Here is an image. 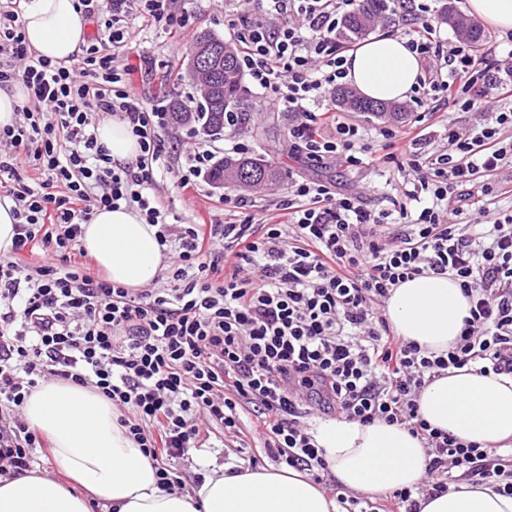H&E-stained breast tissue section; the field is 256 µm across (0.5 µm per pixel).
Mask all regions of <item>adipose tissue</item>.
I'll return each mask as SVG.
<instances>
[{
  "instance_id": "ef3b65f1",
  "label": "adipose tissue",
  "mask_w": 512,
  "mask_h": 512,
  "mask_svg": "<svg viewBox=\"0 0 512 512\" xmlns=\"http://www.w3.org/2000/svg\"><path fill=\"white\" fill-rule=\"evenodd\" d=\"M21 26L34 50L53 60L76 54L85 42L77 0H29ZM347 67L348 84L379 101L405 99L420 75L417 56L398 37L365 41L348 55ZM98 140L117 162L139 150L127 123L116 119L101 124ZM156 234V227L133 211L99 210L84 224L81 246L111 282L142 288L165 266ZM469 308L458 279L430 274L394 288L384 314L397 336L441 353L458 339ZM417 404L431 427L462 442L489 450L512 440V378L456 369L427 385ZM23 412L48 439L54 467L74 485L65 487L35 471L0 478V512H90L98 499L112 512H336L335 502L292 468L216 472L190 493L163 488L111 402L88 387L40 383ZM314 435L346 489L377 495L414 487L424 476L426 450L403 426L332 419L320 423ZM420 512H512V497L488 485L464 484L422 500Z\"/></svg>"
}]
</instances>
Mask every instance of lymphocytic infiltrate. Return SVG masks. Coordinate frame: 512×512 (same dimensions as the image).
Here are the masks:
<instances>
[{"mask_svg": "<svg viewBox=\"0 0 512 512\" xmlns=\"http://www.w3.org/2000/svg\"><path fill=\"white\" fill-rule=\"evenodd\" d=\"M96 25L80 53L38 54L19 23L20 0H0V87L20 85L21 119L0 130L15 151L0 160V187L15 203L11 256L0 258V477L31 468L44 442L23 417L31 390L48 381L94 388L156 470L161 486L212 427L242 434L243 414L265 454L322 484L340 504H357L336 482L306 424L313 411L370 424H399L421 439L429 460L409 489L369 503L370 512H420L423 497L461 484L495 483L512 496V448L482 449L432 428L418 414L421 390L448 369L512 377V213L490 217L487 198L512 164V52L476 55L463 41L435 39L430 0H390L419 35L406 45L422 64L420 106L444 100L474 113L449 130L453 153L421 151L414 128H379L396 163L400 198L373 210L361 195L303 177L288 183L286 223L248 214L225 224H177L158 194L165 167L159 130L168 114L130 83L135 41L126 0H79ZM264 17L242 16L230 38L254 89L272 92L295 116L288 130L311 161L362 165L359 125L323 118L346 76L336 27L362 0H264ZM130 124L134 164L112 160L97 141L111 118ZM178 185H195L215 157L183 142ZM35 168L31 181L18 171ZM127 207L157 226L172 254L164 288L113 284L81 262V225L95 209ZM452 274L469 315L448 352L422 351L396 336L382 313L399 283Z\"/></svg>", "mask_w": 512, "mask_h": 512, "instance_id": "lymphocytic-infiltrate-1", "label": "lymphocytic infiltrate"}]
</instances>
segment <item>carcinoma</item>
Returning <instances> with one entry per match:
<instances>
[{
	"mask_svg": "<svg viewBox=\"0 0 512 512\" xmlns=\"http://www.w3.org/2000/svg\"><path fill=\"white\" fill-rule=\"evenodd\" d=\"M387 0H364L360 10L344 17L336 27V41L353 45L367 38L386 17ZM209 47H222L228 51L224 56V67L212 73L210 91L200 93L194 109H189L176 97L168 100L171 123L182 125L198 122L204 130L221 133L224 116L234 112L242 126L262 122L261 116L252 112L246 96L245 78L240 62V51L224 39L203 32L189 46L188 54H202ZM336 104L349 111L369 114L376 119L399 122L405 115L401 105L386 106L382 102L368 100L350 88L334 93ZM210 172L215 181H224L229 186L252 188L274 185L280 180L278 168L263 157H227L215 163Z\"/></svg>",
	"mask_w": 512,
	"mask_h": 512,
	"instance_id": "carcinoma-1",
	"label": "carcinoma"
}]
</instances>
